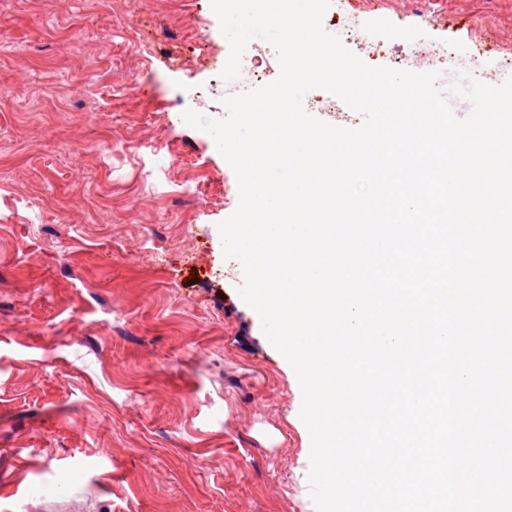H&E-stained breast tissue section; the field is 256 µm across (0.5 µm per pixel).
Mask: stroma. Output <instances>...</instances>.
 Wrapping results in <instances>:
<instances>
[{
    "mask_svg": "<svg viewBox=\"0 0 512 512\" xmlns=\"http://www.w3.org/2000/svg\"><path fill=\"white\" fill-rule=\"evenodd\" d=\"M339 11L369 65L512 76V0ZM229 53L210 0H0V512H315L297 376L217 228L235 172L183 119L279 75L255 39L225 81Z\"/></svg>",
    "mask_w": 512,
    "mask_h": 512,
    "instance_id": "stroma-1",
    "label": "stroma"
}]
</instances>
